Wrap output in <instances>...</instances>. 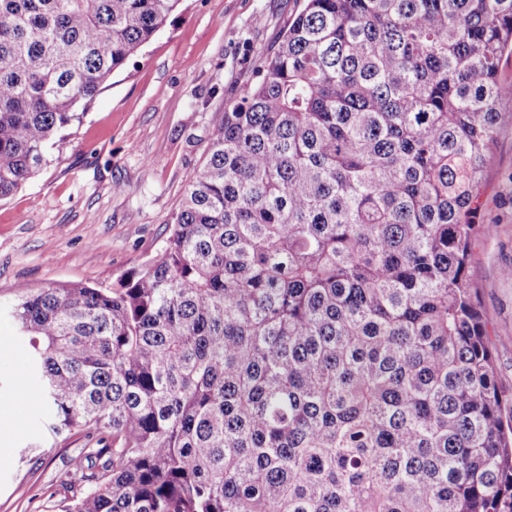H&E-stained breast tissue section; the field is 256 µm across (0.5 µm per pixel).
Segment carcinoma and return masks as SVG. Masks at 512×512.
I'll return each mask as SVG.
<instances>
[{
    "label": "carcinoma",
    "instance_id": "carcinoma-1",
    "mask_svg": "<svg viewBox=\"0 0 512 512\" xmlns=\"http://www.w3.org/2000/svg\"><path fill=\"white\" fill-rule=\"evenodd\" d=\"M180 0H0V200ZM512 0H302L160 257L16 291L64 512H512L468 275Z\"/></svg>",
    "mask_w": 512,
    "mask_h": 512
}]
</instances>
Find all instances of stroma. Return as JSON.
Wrapping results in <instances>:
<instances>
[{"mask_svg":"<svg viewBox=\"0 0 512 512\" xmlns=\"http://www.w3.org/2000/svg\"><path fill=\"white\" fill-rule=\"evenodd\" d=\"M299 0H181L172 23L113 73L82 122L23 189L0 201V512H60L59 481L82 453L48 445L49 416L10 306L17 285L110 286L153 261L225 105L254 82ZM486 168L469 263L496 379L512 392V103Z\"/></svg>","mask_w":512,"mask_h":512,"instance_id":"1","label":"stroma"}]
</instances>
